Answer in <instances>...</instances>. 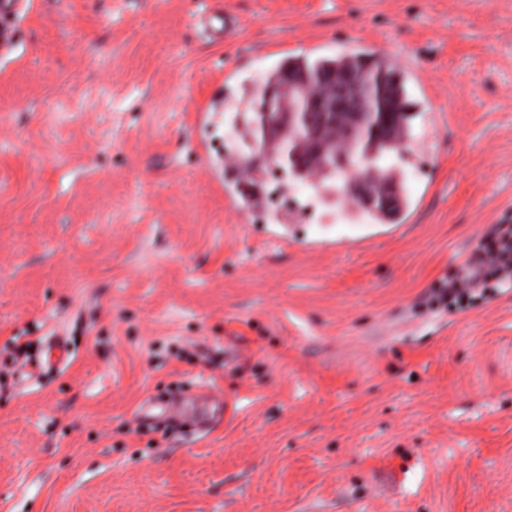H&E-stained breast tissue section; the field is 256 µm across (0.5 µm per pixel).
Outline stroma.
I'll list each match as a JSON object with an SVG mask.
<instances>
[{
    "label": "stroma",
    "instance_id": "stroma-1",
    "mask_svg": "<svg viewBox=\"0 0 512 512\" xmlns=\"http://www.w3.org/2000/svg\"><path fill=\"white\" fill-rule=\"evenodd\" d=\"M232 9L251 53L197 13ZM0 50V512H512V288H431L512 208V0H23ZM410 58L412 223L245 221L224 82ZM69 356L14 365L7 341ZM223 393L159 438L148 407Z\"/></svg>",
    "mask_w": 512,
    "mask_h": 512
}]
</instances>
